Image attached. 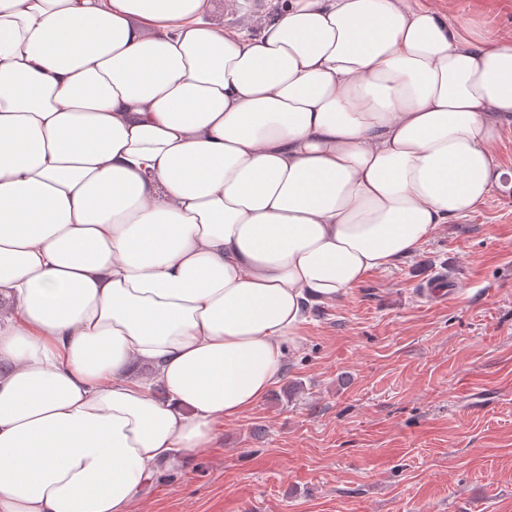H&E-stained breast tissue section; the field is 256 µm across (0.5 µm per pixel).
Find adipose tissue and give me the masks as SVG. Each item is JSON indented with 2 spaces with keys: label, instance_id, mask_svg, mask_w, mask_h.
<instances>
[{
  "label": "adipose tissue",
  "instance_id": "1",
  "mask_svg": "<svg viewBox=\"0 0 512 512\" xmlns=\"http://www.w3.org/2000/svg\"><path fill=\"white\" fill-rule=\"evenodd\" d=\"M0 0V512H136L312 308L504 171L512 39L422 0ZM278 0H218L217 10L225 29H244L251 17L260 11L272 12Z\"/></svg>",
  "mask_w": 512,
  "mask_h": 512
}]
</instances>
